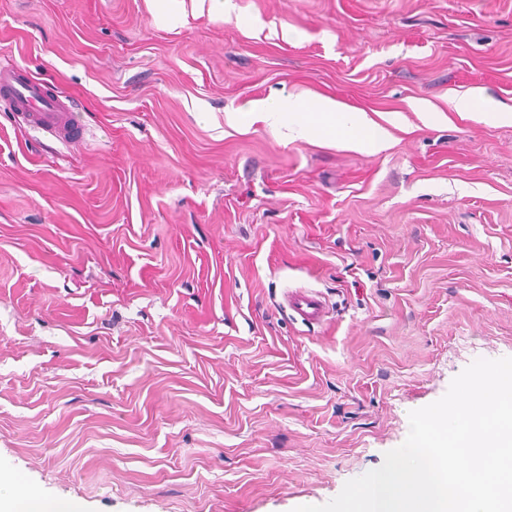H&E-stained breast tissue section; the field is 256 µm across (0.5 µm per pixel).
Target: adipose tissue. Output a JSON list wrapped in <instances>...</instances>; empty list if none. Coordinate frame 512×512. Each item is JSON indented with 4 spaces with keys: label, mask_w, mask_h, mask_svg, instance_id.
<instances>
[{
    "label": "adipose tissue",
    "mask_w": 512,
    "mask_h": 512,
    "mask_svg": "<svg viewBox=\"0 0 512 512\" xmlns=\"http://www.w3.org/2000/svg\"><path fill=\"white\" fill-rule=\"evenodd\" d=\"M398 116L386 114L384 121H376L368 112L353 109L328 96H317L309 102L290 99L280 103L258 100L248 111L231 112L228 125H264L278 138L287 142L304 141L324 144L340 143L345 148L372 153L387 146L388 127L397 123Z\"/></svg>",
    "instance_id": "ef3b65f1"
}]
</instances>
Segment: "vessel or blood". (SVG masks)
<instances>
[{"instance_id":"obj_1","label":"vessel or blood","mask_w":512,"mask_h":512,"mask_svg":"<svg viewBox=\"0 0 512 512\" xmlns=\"http://www.w3.org/2000/svg\"><path fill=\"white\" fill-rule=\"evenodd\" d=\"M0 107L13 111L27 125L68 144L84 138L70 99L53 92L27 69L0 63ZM289 309L302 321H323L326 303L318 291L299 288L288 293Z\"/></svg>"}]
</instances>
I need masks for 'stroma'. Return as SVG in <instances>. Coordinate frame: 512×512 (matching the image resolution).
I'll list each match as a JSON object with an SVG mask.
<instances>
[{"label":"stroma","mask_w":512,"mask_h":512,"mask_svg":"<svg viewBox=\"0 0 512 512\" xmlns=\"http://www.w3.org/2000/svg\"><path fill=\"white\" fill-rule=\"evenodd\" d=\"M0 60L76 145L0 108V463L80 512H293L380 467L410 411L512 357V0H0ZM318 95L375 154L225 121ZM323 294L306 325L286 291ZM0 106L63 144L84 139L70 99L56 94L47 82L18 65L0 63Z\"/></svg>","instance_id":"1"}]
</instances>
